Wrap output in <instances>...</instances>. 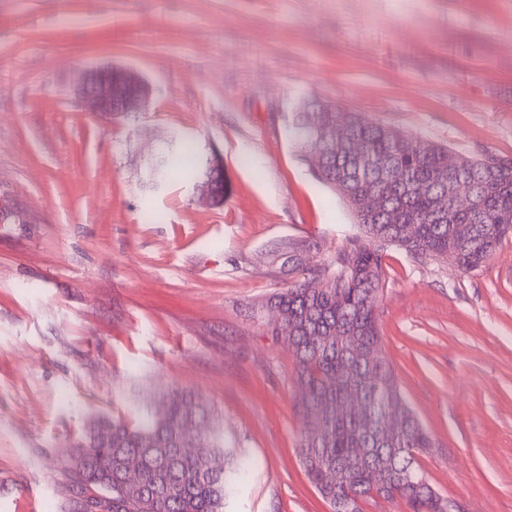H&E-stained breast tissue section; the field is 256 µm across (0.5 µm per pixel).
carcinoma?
<instances>
[{
  "label": "carcinoma",
  "instance_id": "cac0c4a2",
  "mask_svg": "<svg viewBox=\"0 0 512 512\" xmlns=\"http://www.w3.org/2000/svg\"><path fill=\"white\" fill-rule=\"evenodd\" d=\"M343 114L300 101L288 136L305 153L323 152L317 180L341 197L376 189L386 213L360 216V235L336 259L272 298L274 336L296 358L298 409L307 422L300 442L305 473L331 512H363L380 497L410 512H444L448 498L428 481L419 458L432 435L410 408L382 349L376 308L383 289L381 255L369 238L394 244L416 260H455L472 272L490 261L512 230V160L487 154L469 160L448 181V150L433 142L350 116L346 138L327 137ZM468 228L442 220L440 202ZM102 440L83 434L72 469L96 512H224L243 460L228 448L211 409L194 395L150 396L136 423L92 419ZM382 478L372 485L374 474Z\"/></svg>",
  "mask_w": 512,
  "mask_h": 512
}]
</instances>
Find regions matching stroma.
I'll use <instances>...</instances> for the list:
<instances>
[{"instance_id": "1", "label": "stroma", "mask_w": 512, "mask_h": 512, "mask_svg": "<svg viewBox=\"0 0 512 512\" xmlns=\"http://www.w3.org/2000/svg\"><path fill=\"white\" fill-rule=\"evenodd\" d=\"M103 65L145 77L150 111L91 112L76 87ZM303 98L512 158V0H0V512H77L89 420L134 421L167 388L248 465L224 512H330L265 306L357 232L287 136ZM215 151L219 207L195 179ZM382 263L384 348L436 442L427 479L462 512H512V237L468 274L394 246Z\"/></svg>"}]
</instances>
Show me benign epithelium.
<instances>
[{"label":"benign epithelium","instance_id":"obj_1","mask_svg":"<svg viewBox=\"0 0 512 512\" xmlns=\"http://www.w3.org/2000/svg\"><path fill=\"white\" fill-rule=\"evenodd\" d=\"M92 111L110 116L126 112H146L152 103V87L128 67L107 65L87 71L78 90ZM224 181V160L214 155L208 159V176L203 178V192L217 205V184Z\"/></svg>","mask_w":512,"mask_h":512}]
</instances>
